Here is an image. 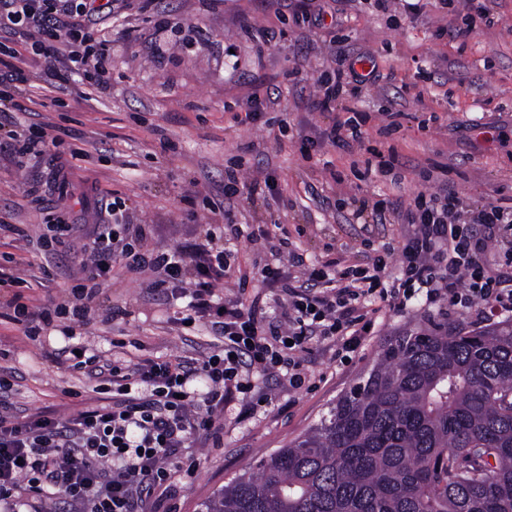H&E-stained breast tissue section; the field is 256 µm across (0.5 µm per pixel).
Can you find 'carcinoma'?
<instances>
[{
	"mask_svg": "<svg viewBox=\"0 0 512 512\" xmlns=\"http://www.w3.org/2000/svg\"><path fill=\"white\" fill-rule=\"evenodd\" d=\"M201 512H512V321L416 328Z\"/></svg>",
	"mask_w": 512,
	"mask_h": 512,
	"instance_id": "1",
	"label": "carcinoma"
}]
</instances>
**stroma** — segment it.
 <instances>
[{"label": "stroma", "instance_id": "obj_1", "mask_svg": "<svg viewBox=\"0 0 512 512\" xmlns=\"http://www.w3.org/2000/svg\"><path fill=\"white\" fill-rule=\"evenodd\" d=\"M323 2L338 24L308 26L294 17L290 0H156L147 10L139 0H116L99 18L112 35L108 90L80 96L71 85L43 78L17 89L0 86V101L21 104L18 117L27 126L69 132L59 147L37 156L0 150V220L29 236L66 223L72 213L81 221L46 255L27 239L0 234V253L14 256L25 303L66 299V286L83 275L82 244L97 225L112 221L103 197L117 201L125 223L145 228L148 250L203 242L204 225L220 224L222 208L231 205L245 235L224 247L247 270L274 262L284 234L307 262L341 268L365 263L374 248L408 233L405 224L359 223L357 200L370 207L387 198L407 203L446 180L470 207L512 205V0H494L493 25L464 40L438 38L448 23L442 0H422L415 15L405 13L401 0L384 10L374 0ZM341 53L357 72L377 73L358 102L365 138L349 148L323 143L301 156V137H318L336 118L309 102ZM260 84L279 86L281 100L265 106L262 121L239 123ZM76 147L89 160L72 159ZM393 152L403 167L378 174ZM233 161L241 164L243 183L269 178L273 190L225 201L224 168ZM61 167L72 181L62 201L55 193ZM250 232L257 242L247 240ZM151 280L116 273L102 285L87 325L73 330L57 319L35 341L9 317L6 302L15 291L0 289V373L13 383L7 412L65 417L93 399L92 382L54 358L71 342L135 362L217 353L214 336L173 322L179 300L158 294ZM113 307L126 316L109 319ZM432 320L474 329L502 317L413 299L383 307L373 335L346 361H337L332 340L299 353L303 388L289 387L279 373L254 375L267 403L245 416L240 402H231L221 447L211 437L194 438L184 455L195 468L172 483L177 512H197L231 478L310 430L392 336Z\"/></svg>", "mask_w": 512, "mask_h": 512}]
</instances>
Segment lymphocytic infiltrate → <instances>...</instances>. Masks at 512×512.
<instances>
[{"label": "lymphocytic infiltrate", "mask_w": 512, "mask_h": 512, "mask_svg": "<svg viewBox=\"0 0 512 512\" xmlns=\"http://www.w3.org/2000/svg\"><path fill=\"white\" fill-rule=\"evenodd\" d=\"M57 2L0 0V34L29 36L44 75L66 82L90 72L103 85V42L86 27L96 12L92 0H67L64 18ZM391 215L410 227L398 247L400 276L389 273L381 254L368 267L334 273L325 264L306 266L301 254L286 248L277 264L239 273L236 296L221 304L213 300L214 288L231 265L213 245V230H206L203 243L150 251L117 243L122 225H97L83 246L87 277L71 287L70 302L35 311L14 294L12 319L27 336L38 338L56 314L83 324L101 281L118 266L155 273L152 286L162 295L188 293L179 323L204 324L222 349L192 365L72 355L73 369L111 384L112 394L65 418L0 413V512L59 497L78 512H143L158 490H170L173 473L183 467V448L202 432L220 437L224 409L234 398L252 402L251 372L282 370L297 387L303 377L296 354L315 337L335 338L341 351H356L374 324L367 298L400 306L421 294L430 302L512 312V240L495 234L512 229V206L465 207L445 182L437 191L417 192L412 204L396 199L373 208L371 220L383 224ZM254 280L284 293L279 320L267 321L257 301H245ZM194 381L204 383V392L190 391Z\"/></svg>", "instance_id": "f902f5d3"}]
</instances>
